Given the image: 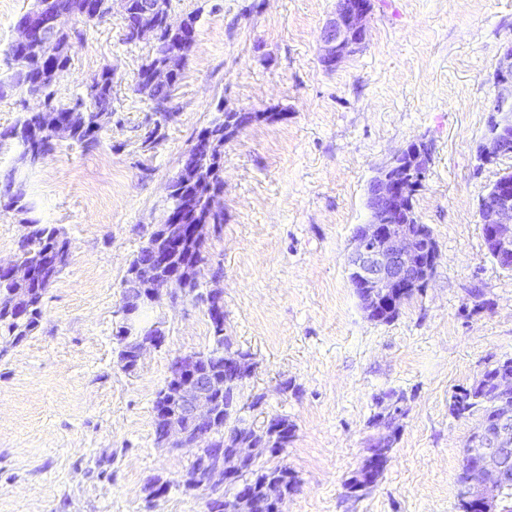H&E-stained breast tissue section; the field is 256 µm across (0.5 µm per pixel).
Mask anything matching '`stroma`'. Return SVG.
<instances>
[{
    "instance_id": "stroma-1",
    "label": "stroma",
    "mask_w": 512,
    "mask_h": 512,
    "mask_svg": "<svg viewBox=\"0 0 512 512\" xmlns=\"http://www.w3.org/2000/svg\"><path fill=\"white\" fill-rule=\"evenodd\" d=\"M34 0H0V79L6 51ZM336 0H171L170 17L198 15L165 120L133 86L155 48L123 41L119 15L84 24L57 100L85 94L114 68L112 118L98 144L58 141L16 172L0 144V182L18 174L32 205L0 204V261L26 221L61 229L70 258L48 288L38 328L0 340V512H207L189 490L193 451L159 445L153 402L174 356L212 347L193 297L148 308L165 341L131 372L117 361L123 279L171 204L168 186L198 131L220 110L271 117L225 144L224 222L210 227L200 285L222 268L224 333L255 370L242 401L254 418L281 414L296 436L279 462L298 480L284 512H461L457 475L476 422L455 418L452 394L489 362L512 357V271L487 254L479 202L512 155L480 165L476 146L494 96L490 75L512 42V0H372L365 46L340 67L320 62V32ZM434 144L414 198L440 257L426 291L392 322L367 318L346 258L369 220L370 180L410 141ZM480 289L488 306L475 308ZM404 394L391 460L370 493L345 483L376 433L377 399ZM168 482L150 499L151 480Z\"/></svg>"
}]
</instances>
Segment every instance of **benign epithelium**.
Instances as JSON below:
<instances>
[{"label": "benign epithelium", "instance_id": "7a95c632", "mask_svg": "<svg viewBox=\"0 0 512 512\" xmlns=\"http://www.w3.org/2000/svg\"><path fill=\"white\" fill-rule=\"evenodd\" d=\"M371 0H337L336 10L327 20L321 34L320 60L328 69L338 68L348 57L366 43L369 33ZM58 18L41 12L35 5L28 11L25 22L18 26L16 42L21 45L41 44L54 47L51 30ZM154 7L145 5L135 23L137 36L146 37L155 27ZM164 66L156 69L152 80L168 83L180 70L186 51L163 53ZM495 95L487 106L490 113L486 131L477 146V159L490 165L512 149V46L497 60L491 75ZM265 117L262 112H240L233 126L224 128V135L215 139L229 141L254 122ZM431 142L417 138L397 152L378 169L368 186L369 221L361 225L354 236V248L348 257V271L358 276L366 289L363 310L379 321L398 310L402 288L428 287L439 259L432 233L425 225L417 226L418 233L408 229V202L423 188L424 177L431 165ZM492 203L480 206L483 242L486 252L499 264L512 267V173L502 174L491 185ZM185 236L182 224H163L148 242L149 256L133 272L136 292L146 303L155 305L163 299L176 302L185 292V284L198 278L200 269L184 265L175 272L160 277L169 262L173 248ZM10 272L18 285L14 301L25 300L24 284L28 278L27 266L17 261L0 269ZM224 291L210 288L203 294L206 312L221 317L224 313ZM123 342L136 346L137 359H142L150 348H157L165 340L161 325L152 326L146 333L139 324L137 309L121 308ZM254 366L244 363L241 353L227 348L224 351V378H219L204 367L203 355L193 351L180 354L170 362L168 379L163 394L169 408L160 418L158 443L170 449L194 448V472L187 473L188 489L204 487L222 503L221 494L228 486L235 487L234 499L221 507V512H250L254 496L261 497L264 506L277 507L284 500L285 485L279 479H268L260 487L240 482L257 454L259 445L273 440L278 431L275 421L268 417L258 427H248V433L225 443L222 448H198L190 434V427L213 423L224 417V423L239 418L243 411L240 402L230 400L219 405L224 391L234 383L250 377ZM390 436L384 432L371 439L378 446L376 454L364 460L363 468L376 470L384 465L390 449ZM512 452V419L501 417L490 431H473L465 446L466 480L464 497L478 512H505L504 488L507 455Z\"/></svg>", "mask_w": 512, "mask_h": 512}]
</instances>
